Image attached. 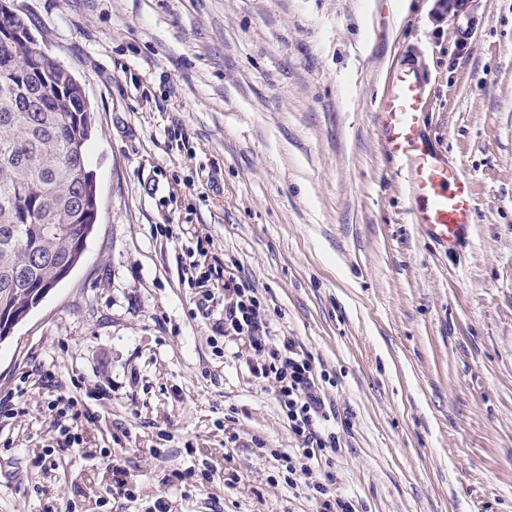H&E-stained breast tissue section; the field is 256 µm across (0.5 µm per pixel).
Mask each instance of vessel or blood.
Here are the masks:
<instances>
[{"instance_id": "b4317fda", "label": "vessel or blood", "mask_w": 512, "mask_h": 512, "mask_svg": "<svg viewBox=\"0 0 512 512\" xmlns=\"http://www.w3.org/2000/svg\"><path fill=\"white\" fill-rule=\"evenodd\" d=\"M428 105L423 71L396 62L377 104L380 137L388 154L401 163L413 223L430 239L453 247L468 239L477 205L471 179L422 130Z\"/></svg>"}]
</instances>
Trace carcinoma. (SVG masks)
I'll return each mask as SVG.
<instances>
[{
	"instance_id": "obj_1",
	"label": "carcinoma",
	"mask_w": 512,
	"mask_h": 512,
	"mask_svg": "<svg viewBox=\"0 0 512 512\" xmlns=\"http://www.w3.org/2000/svg\"><path fill=\"white\" fill-rule=\"evenodd\" d=\"M0 39V318L29 313L64 277L44 254L74 267L96 224L87 168L92 117L69 70L49 54Z\"/></svg>"
}]
</instances>
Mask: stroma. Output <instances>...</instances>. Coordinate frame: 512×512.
Listing matches in <instances>:
<instances>
[{"instance_id": "1", "label": "stroma", "mask_w": 512, "mask_h": 512, "mask_svg": "<svg viewBox=\"0 0 512 512\" xmlns=\"http://www.w3.org/2000/svg\"><path fill=\"white\" fill-rule=\"evenodd\" d=\"M14 7L94 108L100 212L0 343V391L30 406L0 419V512H311L280 473L296 442L274 387L202 278L227 267L329 373L331 470L359 512H512V0ZM403 58L430 80L427 132L473 179L458 251L411 224L378 138ZM60 393L96 420L44 472L30 459L56 444ZM116 465L134 497L111 492ZM176 469L199 479L172 484Z\"/></svg>"}]
</instances>
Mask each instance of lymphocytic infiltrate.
I'll list each match as a JSON object with an SVG mask.
<instances>
[{
  "instance_id": "1",
  "label": "lymphocytic infiltrate",
  "mask_w": 512,
  "mask_h": 512,
  "mask_svg": "<svg viewBox=\"0 0 512 512\" xmlns=\"http://www.w3.org/2000/svg\"><path fill=\"white\" fill-rule=\"evenodd\" d=\"M224 334L247 344L246 365L260 381L274 385L277 407L298 446L283 454L290 488L304 489L315 512H356L352 499L334 490L336 478L313 471L336 450V433L329 423L336 416L327 404L311 354L293 336L275 334L259 298L246 281H224ZM56 428L63 437L60 449L78 444V429L95 419L94 412L73 396H57Z\"/></svg>"
}]
</instances>
